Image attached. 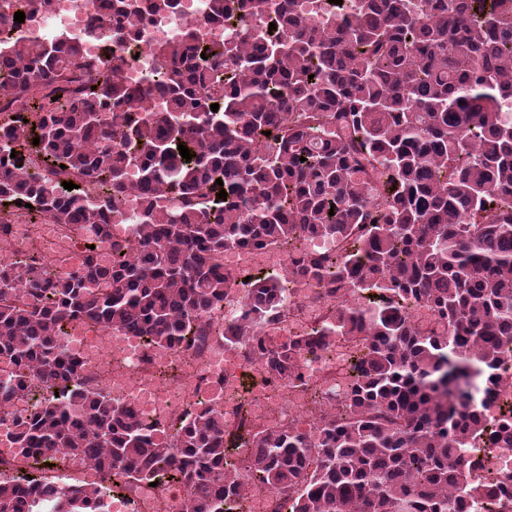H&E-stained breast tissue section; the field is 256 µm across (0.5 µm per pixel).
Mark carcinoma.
Instances as JSON below:
<instances>
[{
    "instance_id": "obj_1",
    "label": "carcinoma",
    "mask_w": 512,
    "mask_h": 512,
    "mask_svg": "<svg viewBox=\"0 0 512 512\" xmlns=\"http://www.w3.org/2000/svg\"><path fill=\"white\" fill-rule=\"evenodd\" d=\"M177 2L87 0L92 28L133 37ZM24 11L0 0V114L13 115L0 206L108 241L130 177L140 193L136 245L112 243L109 262L90 249L77 271L29 255L0 267V408L29 397L7 438L20 471L82 456L106 482L55 488L54 512H103L118 481H175L193 512H247L249 485L288 512H470L512 498V466L481 481L468 457L486 432L512 450V414L490 397L512 361V0H208L224 42L190 28L153 48L166 63L152 75L160 110L126 83L124 57L102 66L78 36L19 35ZM91 179L105 202L87 199ZM311 235L343 249H300ZM271 243L325 299L302 334L261 331L282 318L281 275L242 285L220 263ZM239 287L224 346L280 379L302 380V360L338 340L361 346L336 412L309 432L232 428L194 408L160 441L82 380L63 340L83 321L200 350ZM46 484L0 478V512H36Z\"/></svg>"
}]
</instances>
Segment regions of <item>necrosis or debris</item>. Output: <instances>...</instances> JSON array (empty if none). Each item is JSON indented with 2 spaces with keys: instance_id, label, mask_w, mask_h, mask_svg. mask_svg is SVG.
Segmentation results:
<instances>
[{
  "instance_id": "1",
  "label": "necrosis or debris",
  "mask_w": 512,
  "mask_h": 512,
  "mask_svg": "<svg viewBox=\"0 0 512 512\" xmlns=\"http://www.w3.org/2000/svg\"><path fill=\"white\" fill-rule=\"evenodd\" d=\"M191 25L197 26L207 40L224 38L223 26L208 20L207 0H180L175 11L151 17L134 43L106 41L101 35L89 34L86 0H55L50 11L30 15L23 29L44 42L83 36L87 56L101 63L111 54L123 55L128 61L124 78L139 84L158 67L152 46L179 39ZM89 237L85 230L63 229L48 215L35 234L27 216L21 215L10 221L8 235L0 237V266L28 254L51 260L56 270L74 271L82 265L81 243ZM287 262L284 248L278 246L235 249L222 259L224 267L235 272L243 268L252 272L275 267L283 270ZM65 334L69 348L90 369L92 382L105 387L113 399L125 402L157 437L173 439L186 406L198 402L223 410L226 419L236 417L233 388L224 377V362L231 357L225 353L221 337H212L202 351L188 357L131 335L92 334L74 325L66 327ZM345 349V343L340 342L308 357L302 364L303 382L299 385L272 379L260 362L251 361L262 394L261 399L251 402L252 423L275 426L308 417L309 392L322 393L334 384ZM231 359L238 364L243 361L239 355Z\"/></svg>"
}]
</instances>
